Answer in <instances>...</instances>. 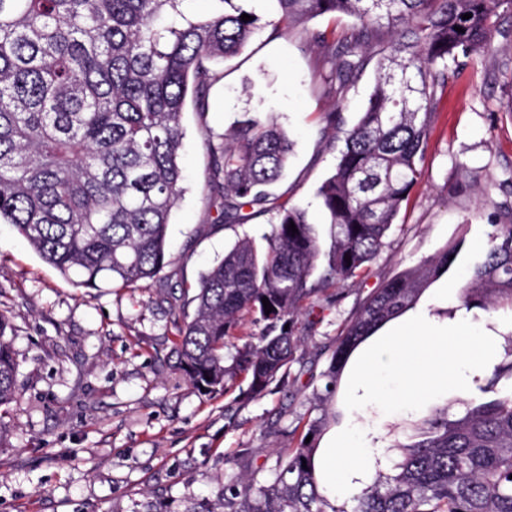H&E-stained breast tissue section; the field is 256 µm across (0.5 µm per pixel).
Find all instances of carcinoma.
I'll return each instance as SVG.
<instances>
[{
  "label": "carcinoma",
  "mask_w": 512,
  "mask_h": 512,
  "mask_svg": "<svg viewBox=\"0 0 512 512\" xmlns=\"http://www.w3.org/2000/svg\"><path fill=\"white\" fill-rule=\"evenodd\" d=\"M187 2L0 0V224L76 287L132 288L155 278L168 264V225L183 192L187 98L208 112L213 65L237 55L263 24L288 30L328 14L353 18L359 27L343 38L346 50L320 39L325 96L342 98L363 68L353 48L375 44L380 58L374 88L317 190L328 249L305 210L276 204L269 191L293 154L286 130L259 118L218 138L204 128L213 168L224 175V218L236 221L248 206L276 211V223L264 245L238 241L201 275L175 352L204 394L238 389L254 400L288 382L299 318L313 314L314 298L365 272L385 246L422 177L444 66L490 51L499 10L512 0H275L277 13L264 23L246 0H205L200 12ZM507 218L491 225L460 287L467 310L512 312V210ZM456 252L403 271L367 298L322 373L326 396L338 394L353 351L411 307ZM246 321L260 332L242 336ZM8 328L0 315V409L18 396ZM508 342L507 360L473 379L481 397L464 402L458 419L445 405L413 421L408 442L385 448L394 454L391 472L377 470L352 509L323 492L322 415L297 422L296 446L277 456L273 482L257 468L225 485L207 512H512V389L499 388L512 381V335Z\"/></svg>",
  "instance_id": "1"
}]
</instances>
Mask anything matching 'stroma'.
<instances>
[{
    "mask_svg": "<svg viewBox=\"0 0 512 512\" xmlns=\"http://www.w3.org/2000/svg\"><path fill=\"white\" fill-rule=\"evenodd\" d=\"M353 25L325 15L302 32L267 27L239 55L215 64L207 113L189 104L182 116L184 192L168 228L169 263L158 277L121 290L74 287L0 224V315L12 328L18 364L17 400L0 417L10 427L0 446V512H197L230 479L256 467L272 478L278 452L297 441V421L313 412V393L324 386L320 374L348 321L392 277L455 244L460 251L448 271L377 333L421 322L452 334L456 385L434 384L420 400L409 399L400 359L366 340L359 351L376 362L362 382L348 361L341 395L329 406L337 417L317 445L335 448L350 437L377 448L406 439L403 420L436 404H447L450 418L462 416L472 378L483 368L469 359L470 336L484 337L492 363L504 359L512 314L461 308L458 293L490 225L500 221V205H512V114L504 110L512 98V11L500 17L491 51L449 76L421 180L369 269L330 287L328 299L318 302L288 386H272L248 402L231 393L208 396L179 365L174 341L184 314L194 310L191 288L228 247L260 240L275 220L265 213L228 226L210 206L219 180L204 128L221 135L259 117L285 129L294 152L271 191L305 208L328 240L316 189L333 171L344 133L374 86L378 59L366 61L334 104L322 94L318 39L342 40ZM334 109L341 121L326 127L323 116Z\"/></svg>",
    "mask_w": 512,
    "mask_h": 512,
    "instance_id": "35a3bbf8",
    "label": "stroma"
}]
</instances>
